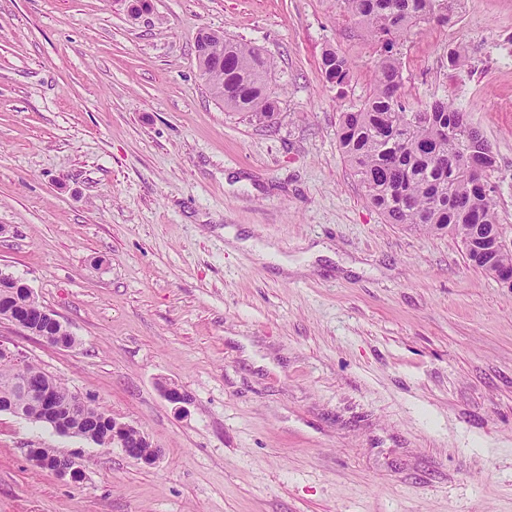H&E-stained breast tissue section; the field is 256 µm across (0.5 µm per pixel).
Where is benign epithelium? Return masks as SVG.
<instances>
[{
  "label": "benign epithelium",
  "instance_id": "obj_1",
  "mask_svg": "<svg viewBox=\"0 0 512 512\" xmlns=\"http://www.w3.org/2000/svg\"><path fill=\"white\" fill-rule=\"evenodd\" d=\"M224 43V35L203 31L199 34V56L210 61L212 68L224 70V53L219 51L217 44ZM0 290L6 294H20L24 297L23 304L17 309H9L0 314L1 320H7L21 328L30 336L47 340L44 328H52L61 334L68 333L67 327L59 320L54 311L45 307L35 296L34 291L24 282L0 270ZM161 392L165 400L173 405L175 411L185 412L189 403L188 394L172 383L161 384ZM21 395L25 399L36 401L40 405L42 423L53 428L57 433L67 436L90 438L85 430L86 408L93 404L88 397L79 395L62 403L57 402L51 386V377L40 372L27 377L21 383ZM104 447H118L126 455L131 449H144L140 462L154 465L161 457V450L152 446L143 431L129 422L112 419V437L105 440ZM27 456L32 464L40 469L50 471L60 478L75 480L79 477L81 467L68 456L58 453L49 455L43 448L27 449Z\"/></svg>",
  "mask_w": 512,
  "mask_h": 512
}]
</instances>
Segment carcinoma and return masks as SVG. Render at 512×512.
Instances as JSON below:
<instances>
[{
  "mask_svg": "<svg viewBox=\"0 0 512 512\" xmlns=\"http://www.w3.org/2000/svg\"><path fill=\"white\" fill-rule=\"evenodd\" d=\"M458 0H346L367 37L379 45L380 58L369 96L341 113L339 146L364 188L368 202L391 224H410L431 233L460 238L475 267L497 276L512 275V252L479 250L495 234L496 201L483 188L495 157L487 139L465 114L445 100L418 108L401 96V70L396 48L412 30L427 24L446 25L456 16ZM320 69L336 87L349 82L351 64L333 48L325 50ZM274 62L252 45L228 38L224 71L206 82L212 94L224 86V108L272 124L280 104L271 91ZM41 371L25 361L0 362V396L17 394L20 382ZM95 433L112 431V416L93 405L86 411Z\"/></svg>",
  "mask_w": 512,
  "mask_h": 512,
  "instance_id": "1",
  "label": "carcinoma"
}]
</instances>
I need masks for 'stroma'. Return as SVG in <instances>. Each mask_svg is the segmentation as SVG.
<instances>
[{"mask_svg":"<svg viewBox=\"0 0 512 512\" xmlns=\"http://www.w3.org/2000/svg\"><path fill=\"white\" fill-rule=\"evenodd\" d=\"M204 29L273 59L275 123L213 97ZM329 47L352 62L341 89ZM399 52L411 107L448 99L491 143L512 238V0H464ZM378 57L342 0H148L135 17L0 0V270L76 339L0 322V344L162 451L146 466L0 413V512H512V289L459 238L387 223L339 149ZM228 227L296 270L228 249ZM31 448L76 455L83 479ZM320 69L326 81L336 87L341 88L349 82L351 64L346 56L333 48L323 52ZM27 456L34 466L50 471L60 478L75 481L80 477L78 471L82 468L72 457L60 455L56 451L52 455H47L45 448L28 449Z\"/></svg>","mask_w":512,"mask_h":512,"instance_id":"1","label":"stroma"}]
</instances>
